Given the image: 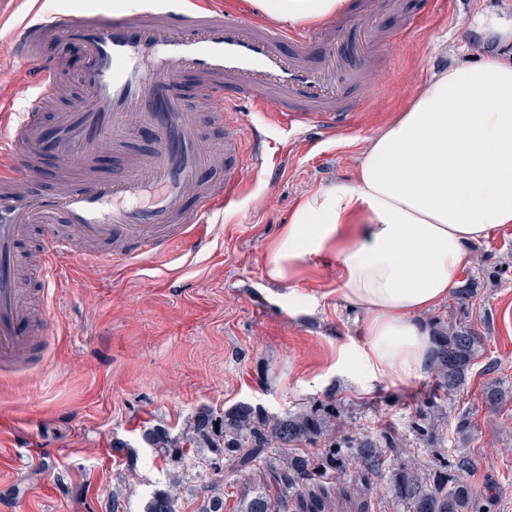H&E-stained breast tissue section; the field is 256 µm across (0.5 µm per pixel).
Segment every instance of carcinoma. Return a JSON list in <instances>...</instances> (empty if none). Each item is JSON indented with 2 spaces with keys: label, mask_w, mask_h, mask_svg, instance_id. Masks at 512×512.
<instances>
[{
  "label": "carcinoma",
  "mask_w": 512,
  "mask_h": 512,
  "mask_svg": "<svg viewBox=\"0 0 512 512\" xmlns=\"http://www.w3.org/2000/svg\"><path fill=\"white\" fill-rule=\"evenodd\" d=\"M435 343L430 369L436 386L423 397L410 421L412 431L434 448L440 438L430 418L442 410L446 396L464 385L481 355L483 339L454 320L448 323V333L437 336ZM335 417L333 400L282 415H269L262 407L243 402L222 412L199 407L176 435L163 425L147 428L144 441L170 467L172 475L152 493L144 512H178L185 475L197 463L203 469L196 474L200 490L196 512H224V470L251 468L262 473L263 483L241 492L236 512H292L325 493L322 480L353 467L364 476H379L409 452L401 436L391 429L376 436L338 439L328 426ZM303 445L317 452L302 453L299 447ZM436 461L439 466L430 479L408 464L395 475L392 493L405 512H482L467 479L473 466L471 457L461 453L448 457L438 451Z\"/></svg>",
  "instance_id": "1"
}]
</instances>
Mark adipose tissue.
Wrapping results in <instances>:
<instances>
[{
  "label": "adipose tissue",
  "instance_id": "ef3b65f1",
  "mask_svg": "<svg viewBox=\"0 0 512 512\" xmlns=\"http://www.w3.org/2000/svg\"><path fill=\"white\" fill-rule=\"evenodd\" d=\"M512 224V61L453 64L424 82L373 138L353 182L295 208L267 265L292 281L307 258L335 257L338 292L364 315L344 368L361 386L402 383L426 366L421 316L447 300L472 245Z\"/></svg>",
  "mask_w": 512,
  "mask_h": 512
}]
</instances>
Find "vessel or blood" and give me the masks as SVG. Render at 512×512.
<instances>
[{
	"label": "vessel or blood",
	"mask_w": 512,
	"mask_h": 512,
	"mask_svg": "<svg viewBox=\"0 0 512 512\" xmlns=\"http://www.w3.org/2000/svg\"><path fill=\"white\" fill-rule=\"evenodd\" d=\"M390 18L402 30L413 24L404 0H364L355 21L339 12L297 27L268 23L255 0H142L110 15H29L13 40L17 56L39 60L48 46L79 43L86 98L43 125L39 107L54 94L60 64L41 62L28 111L16 120L0 114V366L24 367L35 354L17 276V245L33 225L45 229L35 270L45 285L75 239L108 245L117 261L162 253L178 237L203 245L204 224L235 201L250 164L264 157L266 135L246 128L243 111L274 113L289 129L343 131L376 93L372 62L390 41ZM187 80L191 104L178 92ZM208 119L230 131L224 180L214 186L201 179L213 164L202 137ZM142 126L155 133L150 151L114 173H90L99 150L120 147ZM40 158L57 162L67 190L43 188ZM21 182L28 193H16Z\"/></svg>",
	"instance_id": "b4317fda"
}]
</instances>
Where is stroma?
<instances>
[{"mask_svg": "<svg viewBox=\"0 0 512 512\" xmlns=\"http://www.w3.org/2000/svg\"><path fill=\"white\" fill-rule=\"evenodd\" d=\"M138 0H0V66L14 83L0 101L23 111L32 82L16 66L13 31L31 10L109 12ZM512 19V0H448L406 34L394 36L375 71L379 91L334 136L283 138L269 112L245 113L266 129L264 164L249 172L239 201L216 213L210 241L198 250L173 245L161 256L118 263L100 247L60 258L49 290L47 341L34 365L0 371V512H110L121 491L125 512H143L168 468L143 442L144 428L182 431L202 405L239 402L272 415L333 397L338 435L407 432L432 374L363 392L338 363L342 345L362 342L363 316L337 293L335 261L302 263L291 283L271 282V248L296 205L322 186L355 177L356 159L435 71L457 61L512 59L511 44L485 43L472 30L479 14ZM63 58V77L44 120L83 95L75 74L82 48H47ZM473 263L460 274L476 293L466 324L485 340V354L461 391L445 401L444 452L468 454L469 481L490 496L486 512H512V401L489 407L490 385L512 390V224L472 246ZM472 420L457 433L459 416ZM127 442L123 451L113 441Z\"/></svg>", "mask_w": 512, "mask_h": 512, "instance_id": "1", "label": "stroma"}]
</instances>
